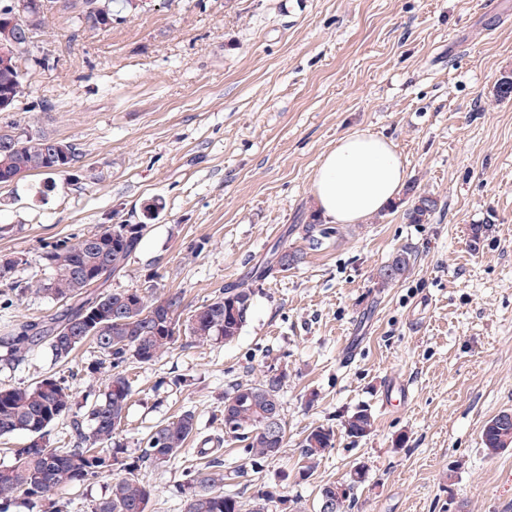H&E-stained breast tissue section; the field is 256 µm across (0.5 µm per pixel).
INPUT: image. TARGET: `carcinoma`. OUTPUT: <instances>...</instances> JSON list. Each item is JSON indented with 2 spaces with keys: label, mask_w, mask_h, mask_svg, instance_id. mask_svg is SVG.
I'll list each match as a JSON object with an SVG mask.
<instances>
[{
  "label": "carcinoma",
  "mask_w": 512,
  "mask_h": 512,
  "mask_svg": "<svg viewBox=\"0 0 512 512\" xmlns=\"http://www.w3.org/2000/svg\"><path fill=\"white\" fill-rule=\"evenodd\" d=\"M23 20L11 28V35L33 40L44 28L54 0H23ZM100 0H83L81 23L91 31L112 26L116 13L102 15L96 9ZM28 93L23 70L0 64V96L18 103ZM54 137L32 134L17 125L0 131V184L11 183L20 172L67 176L80 179L81 154L73 149L64 170L51 154ZM407 205L404 217L409 224H426L438 209V199L418 189L411 181L402 190V198L393 209ZM163 203L153 200L144 208L140 224H112L83 234L73 240L59 239L42 247V260L49 276L24 287L7 284L15 296L33 288L47 297L65 303L59 315L48 322L16 319L4 325L0 346L8 358H16L36 345H45L55 362H63L80 345L92 342L104 356L111 371L104 392L86 403V421L74 419L75 446L51 448L46 437L50 428L69 414L73 391L67 379L49 375L27 387L0 386V437L18 432L29 435L23 448L13 449V462L0 467V512L22 504L27 512H62L58 493L109 476L104 496L97 499L92 512H149L153 489L144 481V471L170 464L192 438L199 435L198 421L191 411H183L155 426L133 452L113 441L126 418L132 395L127 376L133 363L150 364L172 348L180 337L196 343L222 339L231 343L240 336L252 310L255 289L249 283L225 286L203 301L192 314L181 319L182 299L178 294L154 296L150 284L144 288L112 290L106 281H98L97 269L110 261V274L122 272L137 251L149 222L157 219ZM305 249L318 250L336 236V227L310 213L308 222L299 225ZM304 249L284 245L274 247L271 259L256 272L264 280L276 272L287 271L305 259ZM415 261L413 252L400 249L380 267L378 285L387 287L407 275ZM287 373L271 369L259 381L237 382L224 393L222 425L224 436H205L198 453L206 458L200 468L184 474L181 493L185 512H242L235 494L224 492L226 482L244 474L242 470L224 471L219 453L224 437L242 444V452L252 468L274 459L282 452L286 423L282 414L281 391ZM275 413L280 426L277 438L265 433L269 413ZM90 424L84 431V423ZM374 425L369 407L357 408L345 419L343 427L350 437L368 435ZM482 443L491 453L512 447V421L503 411L489 419L482 429ZM335 445V432L323 425L312 428L301 442L300 477H310L317 464ZM363 466L354 468L345 484L347 491L337 500L335 512H349L354 487L365 481ZM283 501L258 490L251 512H285Z\"/></svg>",
  "instance_id": "obj_1"
}]
</instances>
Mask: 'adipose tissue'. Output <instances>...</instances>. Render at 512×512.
<instances>
[{
	"instance_id": "ef3b65f1",
	"label": "adipose tissue",
	"mask_w": 512,
	"mask_h": 512,
	"mask_svg": "<svg viewBox=\"0 0 512 512\" xmlns=\"http://www.w3.org/2000/svg\"><path fill=\"white\" fill-rule=\"evenodd\" d=\"M405 179V166L391 142L355 132L323 155L313 173L312 194L328 223L358 224L391 205Z\"/></svg>"
}]
</instances>
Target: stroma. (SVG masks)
I'll use <instances>...</instances> for the list:
<instances>
[{"label":"stroma","mask_w":512,"mask_h":512,"mask_svg":"<svg viewBox=\"0 0 512 512\" xmlns=\"http://www.w3.org/2000/svg\"><path fill=\"white\" fill-rule=\"evenodd\" d=\"M82 0H56L24 67L30 93L0 128L20 125L73 142L91 184L30 175L0 185V256L8 281L43 278V243L123 221L162 198L115 290L156 286L191 311L243 279L277 243L302 247L295 225L313 210L312 177L353 132L393 143L408 180L434 194L430 223L384 210L338 225L322 250L259 282L233 343L179 341L134 365L117 442L136 448L156 425L194 411L221 430L224 391L288 373L286 445L248 470L225 440L229 490L260 485L317 512L323 484L365 466L353 512H512V448L489 454L484 423L512 411V0H153L89 32ZM48 64H40V57ZM491 225L473 244L469 228ZM412 247L406 277L378 288L389 256ZM60 373L76 395L103 389L108 365L90 345L63 364L45 347L0 386ZM371 406L363 438L343 428ZM332 427L335 446L300 479L299 445ZM194 452L149 471L150 512H184L180 485Z\"/></svg>","instance_id":"obj_1"}]
</instances>
